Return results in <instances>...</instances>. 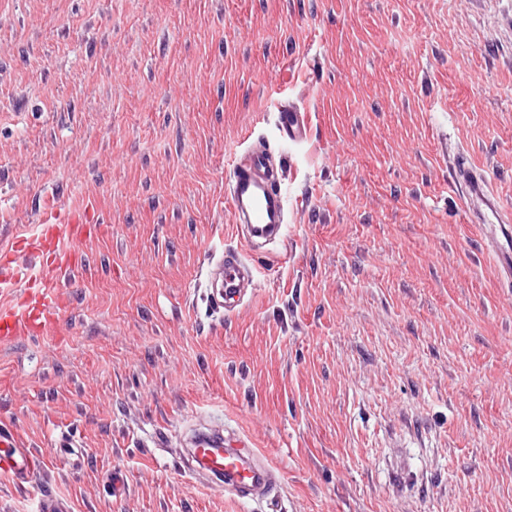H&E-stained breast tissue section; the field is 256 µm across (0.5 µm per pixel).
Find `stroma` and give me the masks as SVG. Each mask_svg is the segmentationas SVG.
<instances>
[{"mask_svg": "<svg viewBox=\"0 0 512 512\" xmlns=\"http://www.w3.org/2000/svg\"><path fill=\"white\" fill-rule=\"evenodd\" d=\"M260 145L285 237L226 315L205 269ZM462 160L512 220V0H0V253L88 221L53 324L0 343V426L52 458L0 512H512V286ZM212 427L269 497L186 473ZM282 134L291 142H302L307 138L308 125L305 116L294 107H283L277 117ZM457 180L467 198L480 203L493 215H498L494 189L484 174L463 162L458 171Z\"/></svg>", "mask_w": 512, "mask_h": 512, "instance_id": "obj_1", "label": "stroma"}]
</instances>
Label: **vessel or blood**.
<instances>
[{
    "mask_svg": "<svg viewBox=\"0 0 512 512\" xmlns=\"http://www.w3.org/2000/svg\"><path fill=\"white\" fill-rule=\"evenodd\" d=\"M282 134L291 142H302L308 135L307 121L294 107L282 108L277 117ZM457 180L465 196L496 212L495 193L486 176L469 164H462ZM230 201L235 230L247 247L273 245L283 241L287 222V196L270 152L252 151L236 165L230 186ZM494 242L498 271L512 279V225L499 227ZM77 267L73 255L62 249L57 235L30 237L23 257L14 268L0 266V288H26L27 300L9 309H0V339L38 334L53 319L60 306V288ZM213 283L211 303L233 312L246 296V285L253 269L243 255L222 252L207 263ZM192 459L198 473L207 475L218 487L241 499L267 497L274 484V466L251 448L247 440L229 442L223 430L198 433L192 442ZM49 466L47 458L20 447L9 428H0V474L16 483L31 482Z\"/></svg>",
    "mask_w": 512,
    "mask_h": 512,
    "instance_id": "1",
    "label": "vessel or blood"
}]
</instances>
